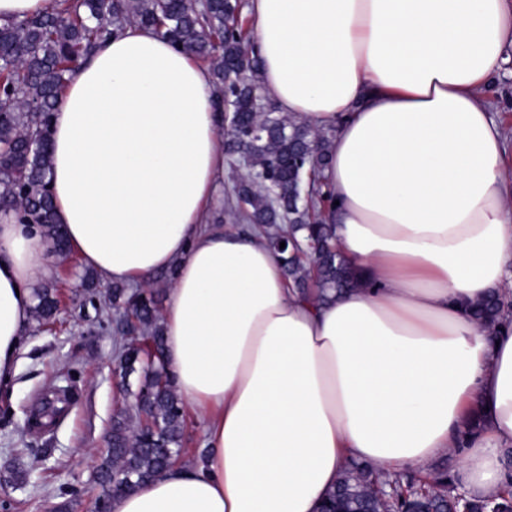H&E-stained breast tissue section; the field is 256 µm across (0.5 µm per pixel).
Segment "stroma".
Wrapping results in <instances>:
<instances>
[{"label": "stroma", "instance_id": "1", "mask_svg": "<svg viewBox=\"0 0 512 512\" xmlns=\"http://www.w3.org/2000/svg\"><path fill=\"white\" fill-rule=\"evenodd\" d=\"M46 285L62 301L54 324L32 323L12 382L0 386V512H93L96 470L115 414L129 410L115 375L120 340L112 319L99 316L103 292L79 289L78 253L46 249ZM64 402L57 416L29 415L50 392Z\"/></svg>", "mask_w": 512, "mask_h": 512}]
</instances>
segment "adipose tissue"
I'll list each match as a JSON object with an SVG mask.
<instances>
[{"mask_svg":"<svg viewBox=\"0 0 512 512\" xmlns=\"http://www.w3.org/2000/svg\"><path fill=\"white\" fill-rule=\"evenodd\" d=\"M258 84L329 132L326 214L357 287L287 288L265 235L210 210L224 178L210 70L129 24L55 112L54 213L106 282L174 270L165 360L206 415L205 459L112 512H319L349 460L447 459L478 498L512 487V167L490 94L512 69V0H249ZM40 227L0 212V381L17 373L43 276ZM481 427L468 433L467 424Z\"/></svg>","mask_w":512,"mask_h":512,"instance_id":"1","label":"adipose tissue"}]
</instances>
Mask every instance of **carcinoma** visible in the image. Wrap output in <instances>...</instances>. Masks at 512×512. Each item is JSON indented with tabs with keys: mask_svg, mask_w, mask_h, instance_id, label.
<instances>
[{
	"mask_svg": "<svg viewBox=\"0 0 512 512\" xmlns=\"http://www.w3.org/2000/svg\"><path fill=\"white\" fill-rule=\"evenodd\" d=\"M244 4L239 0H61L57 8L0 26V98L11 108L0 112V209L15 210L27 224H38L55 251L71 253L62 225L55 223L51 186L49 127L75 58L85 59L126 23L154 28L174 46L206 62L219 91L220 106L233 112L230 151H245L248 168L227 197L229 212L244 224L264 229L279 255L288 284L302 292L312 288L325 301L351 288L356 276L333 245L332 225L313 224L310 212H321L334 200L330 187L308 172L326 163L329 138L308 124L270 109L257 110L259 61L248 48ZM36 109H31V106ZM302 234L295 245L280 248L278 225ZM35 318L52 322L59 311L56 289L34 290ZM105 305L117 314L122 344L118 368L125 376L140 374L137 421L119 413L97 472L101 508L137 490L151 477L173 466L185 427L183 401L164 361V335L154 294L112 284ZM500 313L494 298L479 303L474 316L492 326ZM376 472L351 461L322 503V512H454L458 495L449 473L438 482L443 490L417 492L415 479L404 473L386 477L394 497L386 502L374 492ZM466 512H512V493L467 499Z\"/></svg>",
	"mask_w": 512,
	"mask_h": 512,
	"instance_id": "1",
	"label": "carcinoma"
}]
</instances>
